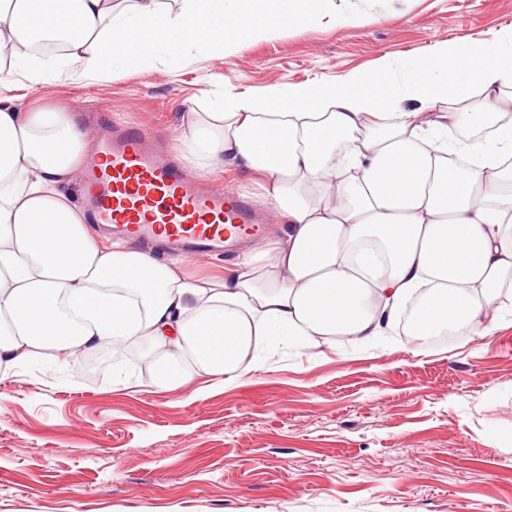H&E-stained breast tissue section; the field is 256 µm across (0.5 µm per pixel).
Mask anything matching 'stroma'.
I'll return each instance as SVG.
<instances>
[{
  "mask_svg": "<svg viewBox=\"0 0 512 512\" xmlns=\"http://www.w3.org/2000/svg\"><path fill=\"white\" fill-rule=\"evenodd\" d=\"M512 0H329L324 18L223 57L161 61L30 101L130 121L184 156L186 107L489 43ZM136 337L0 371V512H512V311L443 343L304 348L272 336L265 371L167 392Z\"/></svg>",
  "mask_w": 512,
  "mask_h": 512,
  "instance_id": "1",
  "label": "stroma"
}]
</instances>
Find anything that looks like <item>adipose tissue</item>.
Listing matches in <instances>:
<instances>
[{
  "label": "adipose tissue",
  "mask_w": 512,
  "mask_h": 512,
  "mask_svg": "<svg viewBox=\"0 0 512 512\" xmlns=\"http://www.w3.org/2000/svg\"><path fill=\"white\" fill-rule=\"evenodd\" d=\"M326 2L0 0V365L144 336L151 385L169 391L200 373L265 370L269 336L372 348L411 300L409 339L478 335L512 301V28L493 44L438 46L401 78L387 60L337 82L220 93L186 113L197 175L229 158L264 180L263 208L286 223L206 277L179 256L103 245L67 190L86 132L19 95L223 56L313 23ZM60 35L51 69L30 48ZM488 126L482 142L448 139Z\"/></svg>",
  "instance_id": "1"
}]
</instances>
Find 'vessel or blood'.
Segmentation results:
<instances>
[{"mask_svg":"<svg viewBox=\"0 0 512 512\" xmlns=\"http://www.w3.org/2000/svg\"><path fill=\"white\" fill-rule=\"evenodd\" d=\"M83 168V209L107 234L148 252L223 253L226 244L261 246L265 219L249 198L206 187L159 141L133 123L92 124Z\"/></svg>","mask_w":512,"mask_h":512,"instance_id":"1","label":"vessel or blood"}]
</instances>
